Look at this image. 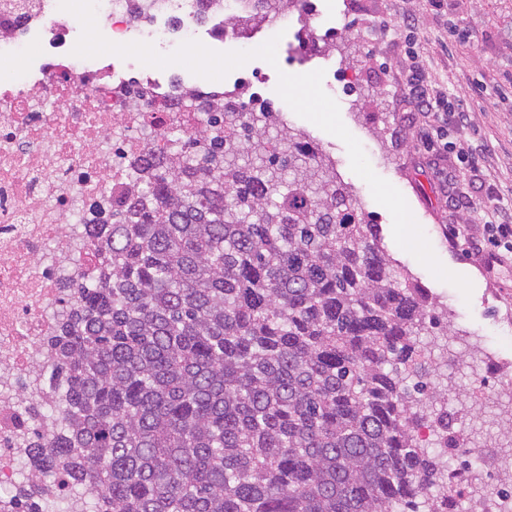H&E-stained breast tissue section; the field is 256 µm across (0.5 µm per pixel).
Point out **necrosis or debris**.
Segmentation results:
<instances>
[{
  "label": "necrosis or debris",
  "mask_w": 512,
  "mask_h": 512,
  "mask_svg": "<svg viewBox=\"0 0 512 512\" xmlns=\"http://www.w3.org/2000/svg\"><path fill=\"white\" fill-rule=\"evenodd\" d=\"M228 0H98L105 38L176 49L201 26L214 39L236 38ZM79 21L59 0H0V72L19 49L40 54L17 80L0 83V504L10 505L21 455L20 431L33 424L16 379L37 371L38 348L59 309L63 277L94 258L76 226L82 205L111 196L125 179L123 154L163 148L171 129L206 133L220 84L162 90L148 73L128 77L120 62L79 58ZM467 466L448 470L451 498L474 499L477 512H512V475L482 481L484 440L463 431Z\"/></svg>",
  "instance_id": "1"
}]
</instances>
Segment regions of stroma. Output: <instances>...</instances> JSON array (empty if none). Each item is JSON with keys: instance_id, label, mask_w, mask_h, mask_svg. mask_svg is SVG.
<instances>
[{"instance_id": "1", "label": "stroma", "mask_w": 512, "mask_h": 512, "mask_svg": "<svg viewBox=\"0 0 512 512\" xmlns=\"http://www.w3.org/2000/svg\"><path fill=\"white\" fill-rule=\"evenodd\" d=\"M408 14L418 19L417 38L430 80L474 112L471 135L488 147L479 162L478 193L486 214L512 211V0H444L438 11L430 10L427 0H308L293 27L279 39L276 64L250 60L227 75L224 87L239 90L244 102L255 93L272 98L289 130L305 133L337 180L349 188L359 212L379 224L393 267L406 269L429 289L439 310L447 312L451 342L485 349L500 361L504 373L512 374V262L491 278L453 243V226L468 225L477 237L481 222L449 212L442 161L421 152L403 127L408 107L401 54L405 33L398 19ZM313 22L335 28V38L312 40ZM464 31L478 33V41L462 40ZM317 69L324 70L323 88L333 93L343 123L361 143L375 173L402 193L440 262L470 279V298L437 280L396 244L390 212L351 171L345 144L278 98L279 72ZM349 82L354 83V92H344ZM481 375L475 362L448 371L454 390L448 412L456 418L455 429L467 430L473 424L472 417L460 410L470 403L472 383Z\"/></svg>"}]
</instances>
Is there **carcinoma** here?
<instances>
[{"instance_id": "cac0c4a2", "label": "carcinoma", "mask_w": 512, "mask_h": 512, "mask_svg": "<svg viewBox=\"0 0 512 512\" xmlns=\"http://www.w3.org/2000/svg\"><path fill=\"white\" fill-rule=\"evenodd\" d=\"M287 2L252 0L243 24ZM278 123L167 132L173 155L129 161L139 196L92 207L97 276L64 279L56 432L26 447L12 512H58L65 488L79 512H457L448 319L319 149L267 137Z\"/></svg>"}]
</instances>
